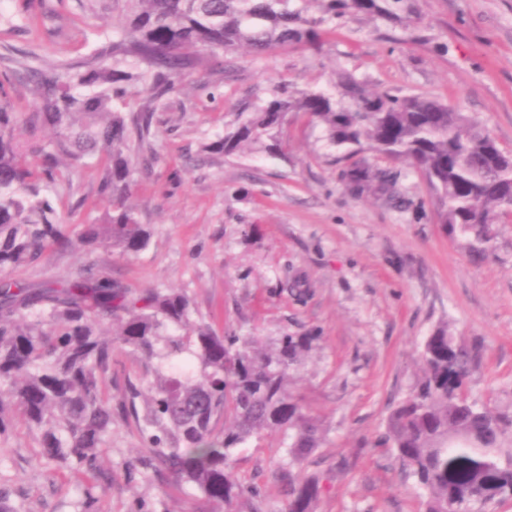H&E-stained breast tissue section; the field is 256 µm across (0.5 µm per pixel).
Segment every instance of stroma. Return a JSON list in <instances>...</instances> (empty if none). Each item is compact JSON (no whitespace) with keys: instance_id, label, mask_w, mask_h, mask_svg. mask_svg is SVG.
<instances>
[{"instance_id":"stroma-1","label":"stroma","mask_w":512,"mask_h":512,"mask_svg":"<svg viewBox=\"0 0 512 512\" xmlns=\"http://www.w3.org/2000/svg\"><path fill=\"white\" fill-rule=\"evenodd\" d=\"M417 25L347 19L320 53L240 49L184 72L154 107L130 202L151 232L128 257L105 245L47 248L13 270L27 282L72 278L87 264L133 289L176 288L215 329L260 337L317 335L289 389L304 399L324 442L306 465L322 486L313 512H423L426 496L390 448L387 419L421 373L419 346L448 324L477 363L468 397L491 409L512 406V215L487 229L486 254L439 223L419 174L402 179L407 202L345 190L338 149L321 128L289 114L285 155L215 158L204 144L221 137L241 105L281 83L332 90L342 71L378 90L436 97L485 126L512 151V0H417ZM126 22L124 0H0V74L15 111L33 102L29 71L79 61L106 48ZM103 166L90 162L42 193L70 236L100 222L110 203ZM279 434L237 449L232 468L260 487L264 512H285ZM134 425L114 423L89 474L42 458L23 420L0 442V491L15 512H78L85 495L98 512H128L139 494L151 512H198L199 501L161 472L144 475Z\"/></svg>"}]
</instances>
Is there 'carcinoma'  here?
<instances>
[{
	"label": "carcinoma",
	"mask_w": 512,
	"mask_h": 512,
	"mask_svg": "<svg viewBox=\"0 0 512 512\" xmlns=\"http://www.w3.org/2000/svg\"><path fill=\"white\" fill-rule=\"evenodd\" d=\"M120 38L77 62L35 70L36 102L16 112L0 98V440L16 417L35 433L41 454L93 473L116 421L136 425L150 457L205 500L235 512L260 498L232 471L235 451L260 433L288 440V465L303 470L324 434L288 390L317 337H278L260 349L233 330L194 318L190 299L174 288L133 290L88 265L61 285H33L1 275L37 262L51 244L69 243L40 184L71 166L105 161L100 191L112 212L88 224L80 241L91 251L110 244L131 256L151 233L129 204L131 146L143 150L153 106L176 87L183 71L241 47L261 57L279 49L321 48V27L354 16L391 25L415 16L416 0H125ZM292 112L322 127L327 141L356 157L343 171L348 193L374 190L402 198L398 174L370 163L374 153L402 161L437 199L439 223L470 234L498 213L512 212V154L464 113L437 99L374 91L355 75H340L337 92L279 86L239 109L234 126L204 145L211 156L247 149L282 153ZM55 137L32 141L42 128ZM125 351L151 368L117 406L103 391L112 360ZM422 373L388 417L382 444L391 448L427 494L426 512H472L497 494L512 493V411L480 407L466 386L475 354L437 326L421 346ZM480 454L483 471L448 472V458ZM288 512H312L320 481L288 475Z\"/></svg>",
	"instance_id": "obj_1"
}]
</instances>
